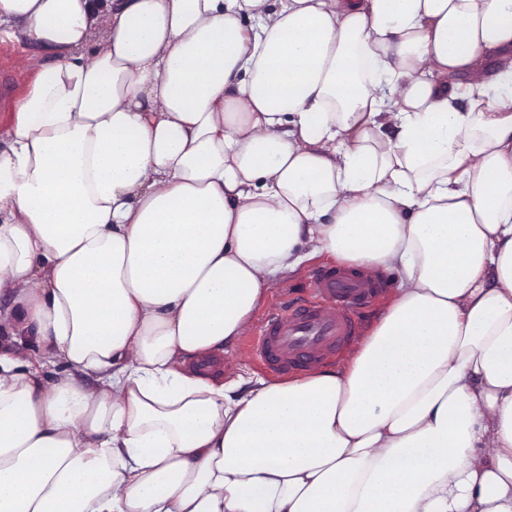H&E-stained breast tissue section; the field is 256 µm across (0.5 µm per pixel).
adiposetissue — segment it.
<instances>
[{"label": "adipose tissue", "instance_id": "1", "mask_svg": "<svg viewBox=\"0 0 512 512\" xmlns=\"http://www.w3.org/2000/svg\"><path fill=\"white\" fill-rule=\"evenodd\" d=\"M0 33L58 58L0 151V512H512V0H0ZM321 257L398 273L351 359L208 370Z\"/></svg>", "mask_w": 512, "mask_h": 512}]
</instances>
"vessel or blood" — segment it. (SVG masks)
<instances>
[{
    "label": "vessel or blood",
    "mask_w": 512,
    "mask_h": 512,
    "mask_svg": "<svg viewBox=\"0 0 512 512\" xmlns=\"http://www.w3.org/2000/svg\"><path fill=\"white\" fill-rule=\"evenodd\" d=\"M312 286L320 304L295 307L280 301L251 346L273 372L310 369L352 345L363 333L358 310L382 282L365 272L340 268L316 272Z\"/></svg>",
    "instance_id": "vessel-or-blood-1"
}]
</instances>
